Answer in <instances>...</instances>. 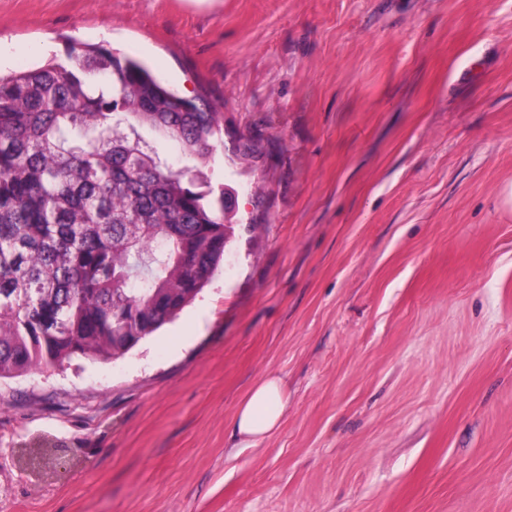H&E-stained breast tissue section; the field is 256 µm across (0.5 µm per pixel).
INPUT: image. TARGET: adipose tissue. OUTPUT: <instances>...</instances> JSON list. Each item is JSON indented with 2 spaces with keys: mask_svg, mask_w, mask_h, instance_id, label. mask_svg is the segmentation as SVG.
<instances>
[{
  "mask_svg": "<svg viewBox=\"0 0 512 512\" xmlns=\"http://www.w3.org/2000/svg\"><path fill=\"white\" fill-rule=\"evenodd\" d=\"M287 405L280 376L271 375L255 383L234 416L235 435L246 443L258 444L279 428Z\"/></svg>",
  "mask_w": 512,
  "mask_h": 512,
  "instance_id": "ef3b65f1",
  "label": "adipose tissue"
}]
</instances>
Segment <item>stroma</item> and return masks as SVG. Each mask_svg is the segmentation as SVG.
<instances>
[{"label":"stroma","mask_w":512,"mask_h":512,"mask_svg":"<svg viewBox=\"0 0 512 512\" xmlns=\"http://www.w3.org/2000/svg\"><path fill=\"white\" fill-rule=\"evenodd\" d=\"M100 41L256 147L172 323L0 383V512H512V0H0L2 74ZM283 379L270 375L255 383L241 401L234 416V434L257 445L275 432L287 409Z\"/></svg>","instance_id":"stroma-1"}]
</instances>
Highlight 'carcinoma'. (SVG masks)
<instances>
[{
  "mask_svg": "<svg viewBox=\"0 0 512 512\" xmlns=\"http://www.w3.org/2000/svg\"><path fill=\"white\" fill-rule=\"evenodd\" d=\"M143 126L206 167L224 113L102 44L0 77V380L130 351L224 260V191L162 163Z\"/></svg>",
  "mask_w": 512,
  "mask_h": 512,
  "instance_id": "obj_1",
  "label": "carcinoma"
}]
</instances>
